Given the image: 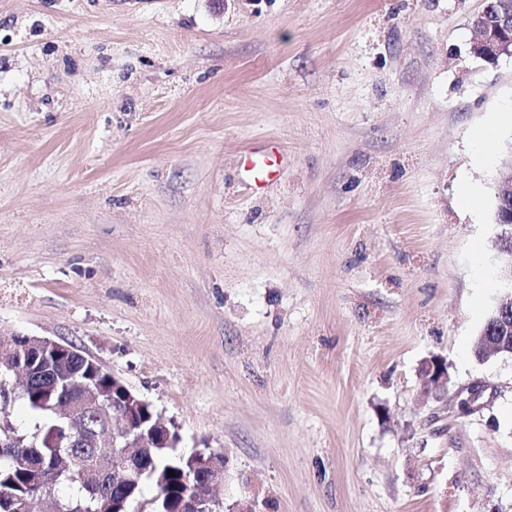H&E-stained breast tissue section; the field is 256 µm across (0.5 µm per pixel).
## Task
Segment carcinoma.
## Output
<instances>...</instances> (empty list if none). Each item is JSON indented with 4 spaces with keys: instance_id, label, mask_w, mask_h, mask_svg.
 <instances>
[{
    "instance_id": "cac0c4a2",
    "label": "carcinoma",
    "mask_w": 512,
    "mask_h": 512,
    "mask_svg": "<svg viewBox=\"0 0 512 512\" xmlns=\"http://www.w3.org/2000/svg\"><path fill=\"white\" fill-rule=\"evenodd\" d=\"M86 360L87 356L75 352L47 366L48 377L36 379L23 395L29 408L43 422L33 434L23 435L19 447L0 454V512H29L27 503L46 497L36 481L40 473L48 476L54 501L62 508L98 512L103 501L125 497L122 489L89 477L95 468L89 449L69 447L75 435H92L104 422L106 412H82L72 421L60 417L55 410L62 403L80 399L82 391L78 383L84 376ZM141 466L150 468L154 475H145L135 483L134 498L142 494L148 481L157 491L174 496L188 482L206 481V473L181 460L175 448L143 449ZM62 487L69 490L64 497L58 495Z\"/></svg>"
}]
</instances>
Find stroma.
<instances>
[{
  "mask_svg": "<svg viewBox=\"0 0 512 512\" xmlns=\"http://www.w3.org/2000/svg\"><path fill=\"white\" fill-rule=\"evenodd\" d=\"M482 6L0 0V334L73 344L224 452L225 504L512 512V358L473 353L512 149ZM272 147V150L263 155H256L254 151H246L243 155V161L248 171L255 174L254 183L251 187L254 191H259L266 181V178L273 173L272 171V157H276L277 154H281V147L279 144ZM421 380L435 391L448 389V362L442 357L433 356L426 359L419 369Z\"/></svg>",
  "mask_w": 512,
  "mask_h": 512,
  "instance_id": "stroma-1",
  "label": "stroma"
}]
</instances>
